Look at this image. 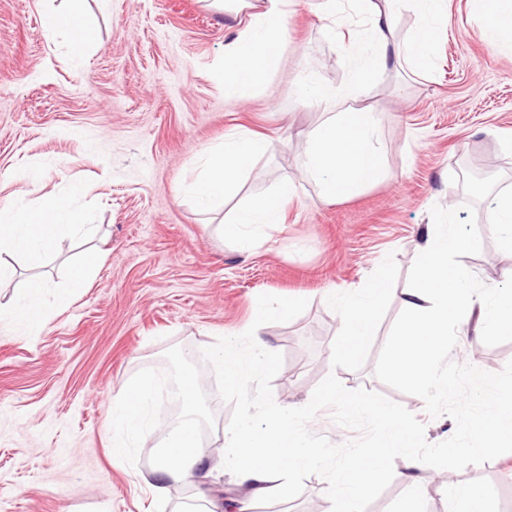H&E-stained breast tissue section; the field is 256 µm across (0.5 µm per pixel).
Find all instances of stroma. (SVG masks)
Listing matches in <instances>:
<instances>
[{
  "mask_svg": "<svg viewBox=\"0 0 512 512\" xmlns=\"http://www.w3.org/2000/svg\"><path fill=\"white\" fill-rule=\"evenodd\" d=\"M318 0H293L280 61L239 101L224 97V46L244 29L249 10L218 12L205 0H85L98 47L85 67L47 41L40 19L69 0H0V199L31 198L82 181L78 203L97 225L103 251L87 288L52 308L41 335L0 327V512H178L197 490L223 512H329L327 482L306 479L300 496L260 504L232 471L203 488H172L165 503L148 487L162 436L140 441L127 466L113 464L107 427L114 396L141 376L177 375L181 352L210 356L219 341L259 323L275 346L274 372L226 386L215 367L204 378L201 439L221 446L243 417L261 421L277 404L306 405L328 375L403 405L425 426L428 442L455 432L452 417L430 418L423 400L379 381L374 369L403 298L416 284L420 248L432 220L454 212L462 231L481 241L452 255L478 292L505 291L512 252L483 232L488 196L512 188V48L481 35L473 0H447L451 21L429 69L396 64L366 91L381 115L386 168L355 198L325 202L303 177L297 133L324 114L300 96L298 81L349 83L339 36L364 40L368 20L348 0L327 27ZM247 129L271 140L225 195L204 211L188 188L193 162L226 133ZM483 174L473 194L471 174ZM291 185L284 224L263 230L249 252L223 236L222 221L255 197ZM83 242L60 239L35 268L18 266L0 281V302L38 275L61 285ZM383 268L389 292L373 336L351 362L330 359L341 307ZM288 301L287 319H258L259 309ZM453 362L488 372L512 360V332L459 339ZM391 481L363 493L361 512H401L406 490L399 452L384 460ZM449 484L487 491L488 512H512V452L447 471Z\"/></svg>",
  "mask_w": 512,
  "mask_h": 512,
  "instance_id": "stroma-1",
  "label": "stroma"
}]
</instances>
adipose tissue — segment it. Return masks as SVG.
I'll list each match as a JSON object with an SVG mask.
<instances>
[{"mask_svg":"<svg viewBox=\"0 0 512 512\" xmlns=\"http://www.w3.org/2000/svg\"><path fill=\"white\" fill-rule=\"evenodd\" d=\"M260 2L261 10L255 13L253 24L224 48L225 67L231 72L224 80L226 98H239L255 86L279 55V34L288 0ZM354 2L367 17L369 29L365 43H341L353 72L351 84L336 87L312 74L300 80L301 96L329 114L324 124L301 135L305 145L304 175L318 184L321 196L328 200L356 196L381 177L385 155L381 148L380 116L373 105L363 102L365 87L398 59L427 65L439 27L446 19L445 0ZM481 2L487 16L484 38L495 45L511 46L512 0ZM405 10L415 14L419 25L408 41L399 44L394 40L395 22ZM41 24L47 40L65 43L72 62L88 59L96 32L81 10L46 11ZM270 147L266 138L235 130L225 134L223 142L204 149L198 158L201 178L194 190L197 205L208 210L222 202L242 171ZM85 191V186L74 184L66 195L39 206L1 200L0 256H19L37 263L55 252L61 237L94 240L98 233L96 225L81 223L72 206L73 199ZM289 197L285 188L259 197L226 222L223 232L241 250H251L257 243L258 230L283 223ZM479 247V239L464 236L453 221L431 225L427 232L417 285L404 297L407 317L396 331L393 365L409 381L435 379V356L448 332L464 336L472 324L480 330L512 328V296L503 299L475 293L468 286L467 273L448 266L449 254ZM45 290L42 282H30L9 302L0 304V323L9 322L26 336L40 335L48 321ZM387 290L384 274L377 271L367 287L351 294L342 310L341 343L332 352V359L349 361L360 352L365 339L372 334L375 313ZM244 333L250 338L249 345L227 339L213 353L214 364L230 386L270 371L277 362L274 347L259 335L256 327H246ZM179 390L184 407L177 422L169 427L153 469L152 489L157 500L166 499L172 487L204 483L213 471L223 467L234 472L252 496L276 498L283 495L292 477L317 466L325 454L324 449L310 448L298 427L296 408L288 405L270 406L260 426L243 419L234 431L224 433L223 452H215L200 438L202 385L198 375L183 373ZM154 392L152 380L140 378L113 399L110 429L114 461H123L131 443L149 436L148 413ZM320 396L341 402L350 412L371 417L380 436L377 447L362 453L363 459L371 460V467L353 462L336 472L335 512H360L363 491L386 477L380 458L394 450L405 454L401 480L410 501H418L421 488L415 473L424 468L427 460L413 451L411 433L402 418L384 403L350 398L333 384L323 388Z\"/></svg>","mask_w":512,"mask_h":512,"instance_id":"1","label":"adipose tissue"}]
</instances>
